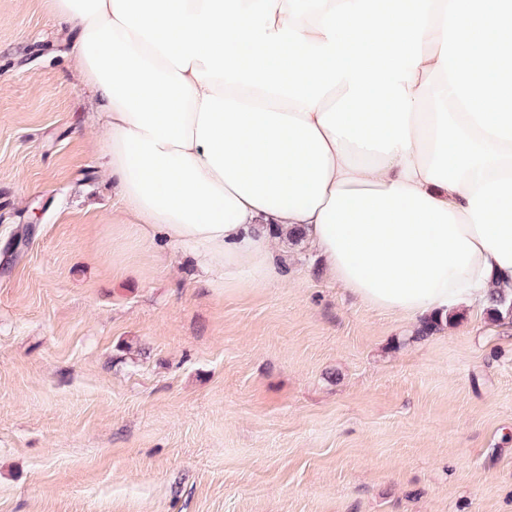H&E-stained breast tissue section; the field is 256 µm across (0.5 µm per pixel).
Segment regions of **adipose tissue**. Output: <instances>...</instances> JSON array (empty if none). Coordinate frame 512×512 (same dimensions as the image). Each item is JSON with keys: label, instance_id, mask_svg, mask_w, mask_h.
<instances>
[{"label": "adipose tissue", "instance_id": "ef3b65f1", "mask_svg": "<svg viewBox=\"0 0 512 512\" xmlns=\"http://www.w3.org/2000/svg\"><path fill=\"white\" fill-rule=\"evenodd\" d=\"M146 237L407 318L512 286V0H44Z\"/></svg>", "mask_w": 512, "mask_h": 512}]
</instances>
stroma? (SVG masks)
<instances>
[{
	"label": "stroma",
	"instance_id": "stroma-1",
	"mask_svg": "<svg viewBox=\"0 0 512 512\" xmlns=\"http://www.w3.org/2000/svg\"><path fill=\"white\" fill-rule=\"evenodd\" d=\"M43 0H0V512H512V323L219 284L128 232Z\"/></svg>",
	"mask_w": 512,
	"mask_h": 512
}]
</instances>
